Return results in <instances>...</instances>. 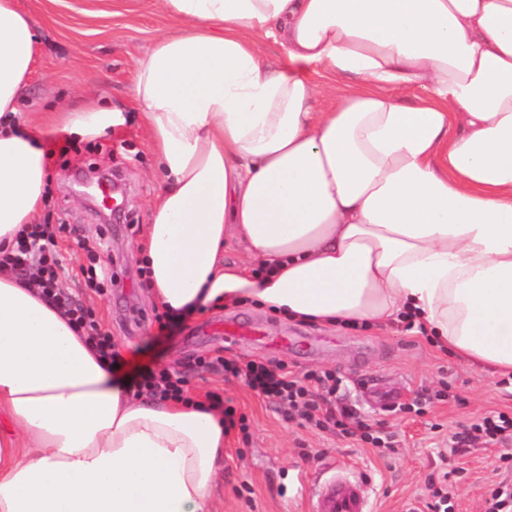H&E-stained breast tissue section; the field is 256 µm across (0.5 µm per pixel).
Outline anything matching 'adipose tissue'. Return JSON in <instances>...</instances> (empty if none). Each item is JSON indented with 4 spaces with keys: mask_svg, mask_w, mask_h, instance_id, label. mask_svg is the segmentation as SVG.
Instances as JSON below:
<instances>
[{
    "mask_svg": "<svg viewBox=\"0 0 512 512\" xmlns=\"http://www.w3.org/2000/svg\"><path fill=\"white\" fill-rule=\"evenodd\" d=\"M157 4L181 30L133 71L162 174L142 254L153 300L408 318L512 375V0ZM37 48L0 0V257L42 210L47 142L124 121L95 105L21 121ZM310 65L358 84L316 111ZM235 245L256 269L227 261ZM223 465L220 413L135 396L32 277L0 268V512H212Z\"/></svg>",
    "mask_w": 512,
    "mask_h": 512,
    "instance_id": "adipose-tissue-1",
    "label": "adipose tissue"
}]
</instances>
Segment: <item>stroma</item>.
<instances>
[{
	"label": "stroma",
	"mask_w": 512,
	"mask_h": 512,
	"mask_svg": "<svg viewBox=\"0 0 512 512\" xmlns=\"http://www.w3.org/2000/svg\"><path fill=\"white\" fill-rule=\"evenodd\" d=\"M33 21L39 51L21 93L22 112L77 110L89 103L124 113L127 122L94 140L52 139L48 199L40 223L57 226L67 274L63 290L90 308L112 335L132 377L143 366L186 372L192 395L219 393L247 418V431L224 434V468L215 490L216 512H308V492L346 472L361 478L374 512H415L441 466L439 450L459 426L498 412L512 415V380L461 362L430 336L405 325L347 329L293 322L252 303H217L160 331L158 306L141 277L135 250L148 238L149 204L161 181L148 131L131 97L134 64L161 36L180 24L156 0H17ZM98 167L121 179L126 216L102 223L94 203L72 194L70 178ZM96 258L111 268L112 285L94 292L78 276ZM234 318L274 336L299 337L278 350L243 339L225 341L215 323ZM221 355L246 363L282 361L298 372L336 376V400L365 416L374 435L395 433L394 454L374 445L285 422L268 400L242 381L199 367ZM512 445L473 443L453 457L452 512H486L492 483H512Z\"/></svg>",
	"instance_id": "1"
}]
</instances>
